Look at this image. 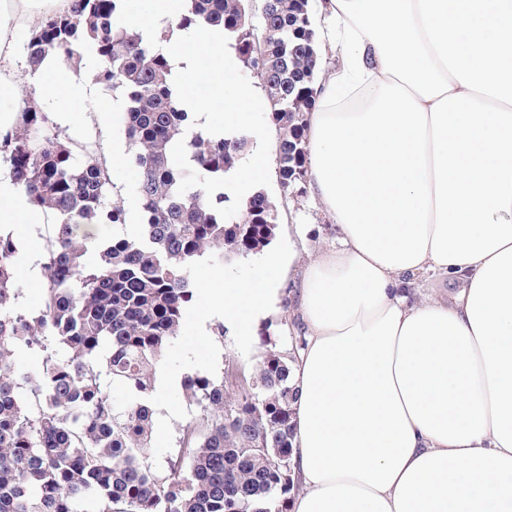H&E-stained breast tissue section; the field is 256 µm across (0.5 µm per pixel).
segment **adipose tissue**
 Returning <instances> with one entry per match:
<instances>
[{
  "label": "adipose tissue",
  "mask_w": 512,
  "mask_h": 512,
  "mask_svg": "<svg viewBox=\"0 0 512 512\" xmlns=\"http://www.w3.org/2000/svg\"><path fill=\"white\" fill-rule=\"evenodd\" d=\"M70 0H0V138L22 96L20 38ZM184 0L127 5L128 25L176 23ZM335 52L308 116L309 187L335 244L293 284L300 342L290 512H512V0H323ZM79 120L63 62L34 75ZM0 170V224H49ZM229 289L198 288L249 330L285 283L287 255ZM428 274L458 284L417 298Z\"/></svg>",
  "instance_id": "ef3b65f1"
}]
</instances>
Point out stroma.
<instances>
[{
  "instance_id": "35a3bbf8",
  "label": "stroma",
  "mask_w": 512,
  "mask_h": 512,
  "mask_svg": "<svg viewBox=\"0 0 512 512\" xmlns=\"http://www.w3.org/2000/svg\"><path fill=\"white\" fill-rule=\"evenodd\" d=\"M111 101V92L97 84L83 99L85 133L97 144L102 159L107 161L112 158L113 143L124 140L117 118L99 113L100 108L109 106ZM267 194L277 206L274 242L283 247L290 243L296 245L298 253L292 271L300 273L302 265L311 255L335 241L336 228L311 196H304L298 201L287 199L276 183L268 188ZM280 297L282 302L269 315L267 324L253 325L251 333L257 338L255 345L244 346L239 327L228 326L224 329L223 337L215 344L217 355L213 358L198 351L200 339L209 335L207 325H183L179 339L165 351L158 373V382L167 389L174 415L169 421L164 445L153 447L149 464L162 465L175 455L188 427L200 413L199 406L184 396L179 385L183 374L198 370L207 372L214 379L222 381L227 392L235 393L249 386L256 366L270 351L287 350L289 310L285 303L294 300L295 295L284 290Z\"/></svg>"
}]
</instances>
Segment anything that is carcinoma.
Returning <instances> with one entry per match:
<instances>
[{"instance_id":"1","label":"carcinoma","mask_w":512,"mask_h":512,"mask_svg":"<svg viewBox=\"0 0 512 512\" xmlns=\"http://www.w3.org/2000/svg\"><path fill=\"white\" fill-rule=\"evenodd\" d=\"M185 0L176 26L154 34L124 23V0H73L41 15L23 43L27 66L59 59L73 71L96 60L94 77L122 102L119 123L135 172L138 230L100 238L93 224L124 228L128 212L102 163L79 157L32 91L15 131L0 139V167L29 199L56 216L33 266L40 306L23 302L16 275L21 241L0 225V512H287L291 405L287 357L269 353L251 390L224 391L200 373L181 377L201 408L176 457L145 462L154 443L157 372L195 300L194 270L257 252L275 237L276 206L262 190L222 218L224 190L179 195L183 177L171 150L184 139L191 167L226 177L252 150V136L210 135L177 99L161 43L206 25L224 32L238 69L256 77L276 130L284 195L303 197L308 171L305 113L324 65L310 0ZM34 364L18 369L15 360ZM127 396L115 405L110 390Z\"/></svg>"}]
</instances>
